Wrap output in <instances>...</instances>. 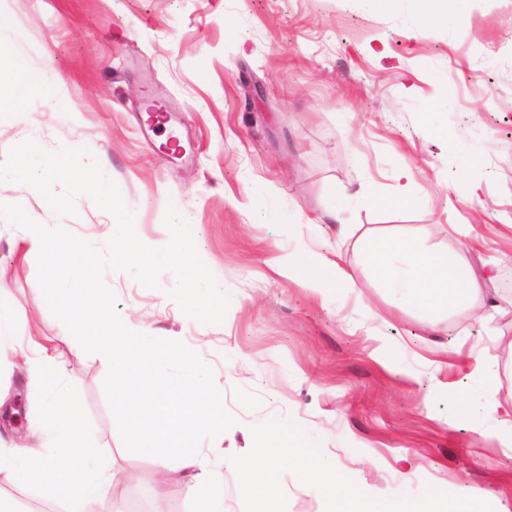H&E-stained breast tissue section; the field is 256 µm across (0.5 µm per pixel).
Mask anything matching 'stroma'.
Instances as JSON below:
<instances>
[{"label": "stroma", "mask_w": 512, "mask_h": 512, "mask_svg": "<svg viewBox=\"0 0 512 512\" xmlns=\"http://www.w3.org/2000/svg\"><path fill=\"white\" fill-rule=\"evenodd\" d=\"M427 0L395 10L363 0H0V71L64 80L63 105L0 111V163L34 140L48 151L84 147L114 180L143 243L167 237V207L188 221L197 251L232 297L222 324L188 318L163 272L150 289L106 271L130 329L148 327L205 361L223 396L196 445L207 464L243 459L298 432L331 459L370 508L466 486L487 491L481 512H512V452L456 420L479 411L494 383L512 403V0H467L459 19L427 20ZM163 101L191 149L177 157L145 129L142 106ZM472 163H464V155ZM413 173L411 203L397 172ZM370 193L372 202L357 200ZM57 216L22 184L0 185V304L16 342L0 359V400L18 422L0 445L40 446V390L25 357L55 348L65 325L39 289L23 224L60 226L103 246L110 216L80 200ZM478 237L473 268L499 262L476 319L428 317L398 306L357 241L403 235L441 252ZM348 272L360 294L321 296L280 265L301 249ZM480 362H473V355ZM81 437L112 451L113 470L137 474L135 495L169 512H203L204 491L177 474L156 480L165 452L144 448L131 421L156 422L144 363L70 359ZM274 512H330L333 500L275 458Z\"/></svg>", "instance_id": "35a3bbf8"}]
</instances>
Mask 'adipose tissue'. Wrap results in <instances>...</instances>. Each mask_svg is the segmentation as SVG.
Instances as JSON below:
<instances>
[{
    "label": "adipose tissue",
    "instance_id": "adipose-tissue-1",
    "mask_svg": "<svg viewBox=\"0 0 512 512\" xmlns=\"http://www.w3.org/2000/svg\"><path fill=\"white\" fill-rule=\"evenodd\" d=\"M63 84V77L54 72L37 77L1 75L0 109L26 101L60 103ZM473 249V241L462 240L455 252L441 258L415 240L403 237L365 247L374 272L401 306H418L433 313L477 311L490 323L493 314L478 311L476 299L481 294V282L495 280L497 267L491 261L482 262L477 270L466 264L463 256ZM288 271L303 277L308 288L321 294L339 284L352 292L357 289L347 272L329 270L327 260L314 252H299ZM113 341L126 343L138 359L148 363L154 377V400L161 404L175 402V410L185 425L182 437L173 442L174 456L166 462V470L180 473L194 485L208 486L207 512H224V473L206 467L194 442L198 427L212 422L210 403L219 395L206 364L181 355L177 347L160 346L146 329L128 334L121 326H114ZM62 342L63 350L50 353L39 349L32 362L41 377L54 381L46 393V417L39 424L44 445L38 449L0 448V475L17 485H36L42 501L60 505L74 500L80 512H92L111 484L112 455L96 447L81 452L73 446L70 406L75 398L69 385L68 365L70 355L78 348L70 337H63Z\"/></svg>",
    "mask_w": 512,
    "mask_h": 512
}]
</instances>
